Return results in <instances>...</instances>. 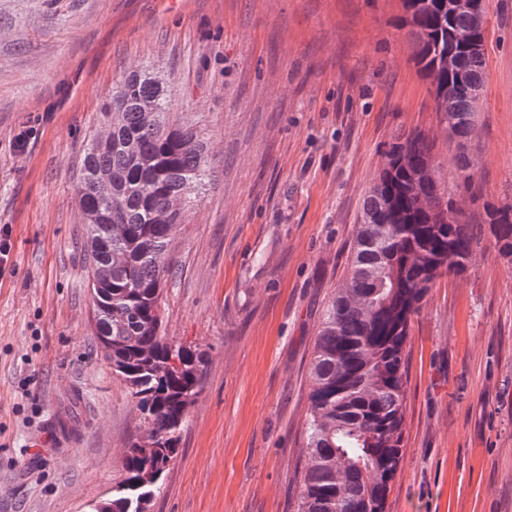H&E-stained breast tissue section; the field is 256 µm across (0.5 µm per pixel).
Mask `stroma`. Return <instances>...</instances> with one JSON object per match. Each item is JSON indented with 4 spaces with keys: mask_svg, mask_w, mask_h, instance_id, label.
I'll list each match as a JSON object with an SVG mask.
<instances>
[{
    "mask_svg": "<svg viewBox=\"0 0 512 512\" xmlns=\"http://www.w3.org/2000/svg\"><path fill=\"white\" fill-rule=\"evenodd\" d=\"M466 143L512 204V0H486ZM402 0H0V512H87L123 478L135 403L100 351L74 187L113 84L172 82L214 154L168 255L166 336L205 351L151 512H296L308 366L395 135L445 183L460 147L397 23ZM404 456L386 512H512V265L491 237L437 281L407 341Z\"/></svg>",
    "mask_w": 512,
    "mask_h": 512,
    "instance_id": "stroma-1",
    "label": "stroma"
}]
</instances>
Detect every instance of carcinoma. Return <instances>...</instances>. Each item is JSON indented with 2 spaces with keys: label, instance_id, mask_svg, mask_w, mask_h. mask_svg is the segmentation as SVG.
<instances>
[{
  "label": "carcinoma",
  "instance_id": "obj_1",
  "mask_svg": "<svg viewBox=\"0 0 512 512\" xmlns=\"http://www.w3.org/2000/svg\"><path fill=\"white\" fill-rule=\"evenodd\" d=\"M415 64L432 80L440 122L458 145L472 140L482 94L448 100V84L466 73L484 88L485 52L448 65L453 36L473 31L450 0H403ZM174 94L157 72L136 67L101 103L76 184L85 228L92 313L103 356L136 403L144 429L124 456L111 512H139L177 453L200 391L204 354L163 333L167 256L185 209L212 176L206 138L172 111ZM433 141L421 131L397 135L367 192L351 268L321 321L310 362L311 389L296 512H385L403 457L411 322L444 275H462L480 240L476 226L512 263V204L483 200L464 151L454 157L453 188L435 175ZM482 210L448 222L458 192Z\"/></svg>",
  "mask_w": 512,
  "mask_h": 512
}]
</instances>
